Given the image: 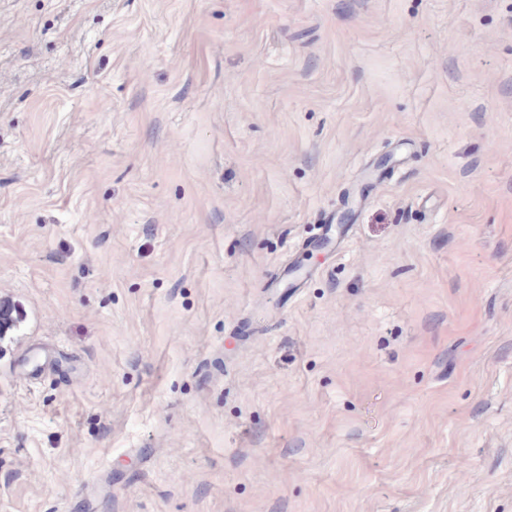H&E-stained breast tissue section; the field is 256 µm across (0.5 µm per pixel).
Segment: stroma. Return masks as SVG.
Listing matches in <instances>:
<instances>
[{"label": "stroma", "mask_w": 512, "mask_h": 512, "mask_svg": "<svg viewBox=\"0 0 512 512\" xmlns=\"http://www.w3.org/2000/svg\"><path fill=\"white\" fill-rule=\"evenodd\" d=\"M0 512H512V0H0Z\"/></svg>", "instance_id": "obj_1"}]
</instances>
